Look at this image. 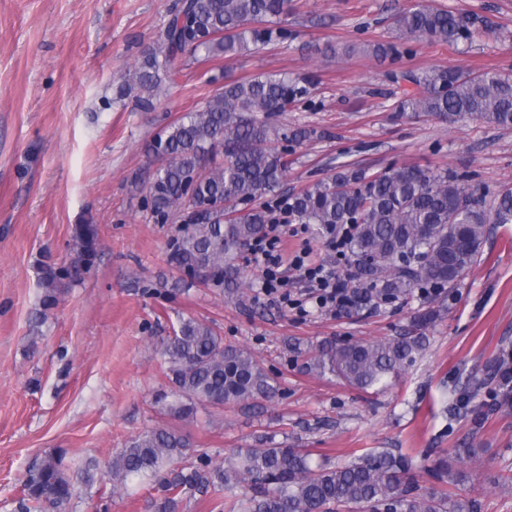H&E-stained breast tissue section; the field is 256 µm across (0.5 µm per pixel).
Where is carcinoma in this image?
<instances>
[{"instance_id": "1", "label": "carcinoma", "mask_w": 512, "mask_h": 512, "mask_svg": "<svg viewBox=\"0 0 512 512\" xmlns=\"http://www.w3.org/2000/svg\"><path fill=\"white\" fill-rule=\"evenodd\" d=\"M290 8V0H181L159 38L122 76L124 96L150 110L163 81L173 80L176 64L188 57L248 55L285 43L293 37L282 22ZM478 23L433 0H420L396 20L404 41L446 44L472 39ZM366 49L377 58L399 54L394 43H369ZM397 78L416 86L395 106L402 114L512 128V76L434 69L421 77L402 71ZM309 95L308 82L286 73L229 82L203 109L186 113L156 139L151 152L161 165L145 184L146 201L166 221L182 218L169 253L178 269L202 274L201 282L212 288L237 282L238 253L258 237L262 225L274 221L270 204L256 201L280 191L288 172V161L268 146L271 136L279 135L276 119ZM285 201L288 219L296 224L319 230L355 225L348 243L352 280L368 301L453 287L477 263L487 224L512 223V188L488 205L464 178L406 164L371 174L344 168ZM74 240L80 262L90 264L99 247L96 225H76ZM66 275L62 267L44 271V309L55 306V288ZM439 313L432 307L418 313L402 336L331 344L311 367L366 392L426 350L425 330ZM161 357L171 388L159 401L180 421L194 420L201 406L219 408L278 392L276 380L249 351L224 344L217 330L192 317L179 318L163 341ZM190 447L180 430L153 428L126 442L107 476L115 486L133 477H159L154 512H178L183 500L231 485L245 488L240 512L480 508L473 498L416 493L411 459L402 453L369 451L342 466L314 470L299 448H240L235 462L224 467L192 455ZM74 495L64 455L50 454L28 470L18 512H66Z\"/></svg>"}]
</instances>
